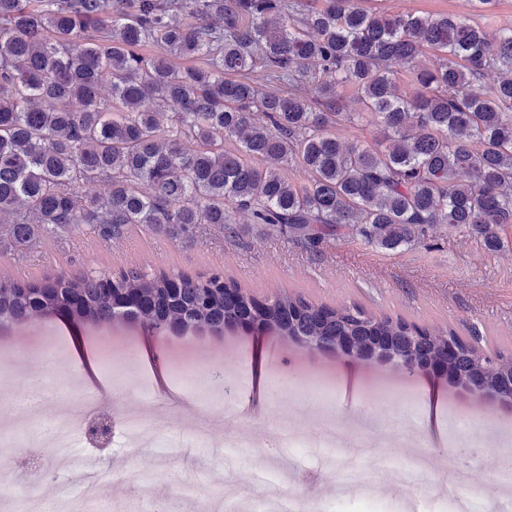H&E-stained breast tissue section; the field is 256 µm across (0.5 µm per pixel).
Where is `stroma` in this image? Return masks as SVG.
Segmentation results:
<instances>
[{"label":"stroma","instance_id":"stroma-1","mask_svg":"<svg viewBox=\"0 0 512 512\" xmlns=\"http://www.w3.org/2000/svg\"><path fill=\"white\" fill-rule=\"evenodd\" d=\"M371 7L389 14L462 15L490 32L512 28V0H497L488 13L477 10L472 0H373ZM501 237L503 249L492 253L465 233L438 224L419 242L394 251L360 237L315 247L259 230L241 214L231 234L204 225L192 235L174 238L132 224L112 243L101 242L86 228L44 237L28 249L0 255V277L43 284L61 273L75 277L126 268L172 274L218 270L259 299L289 292L318 305L354 304L420 326H448L492 357L512 351V224L503 226ZM61 330L67 333L70 359L95 362V369H84L79 383L111 410L116 422L123 410L140 408L138 388L144 381L150 386L155 416L167 430L180 429L189 416L223 402L224 394L212 380H193L185 366L193 348L204 349L218 364L229 346L239 342L244 351L236 360L246 397L236 403V416L224 420V428H249L267 416L276 424L300 427L304 421L296 410L305 405L313 418L333 421L344 433L349 450L345 462L367 466L388 459L408 472L410 442L416 439L436 451L435 481L443 480L449 462L464 469L458 487L462 493L475 482L496 487L494 463L512 453V443L493 437L486 421L490 415L512 420V404L476 402L454 381L427 372L409 385L393 383L400 373L394 361L309 351L292 339L274 333L259 337L248 328L168 331L158 340L139 323L127 321L78 329L68 319L49 314L22 325L0 323V337L20 346L17 362L28 369L40 363ZM161 343L171 353L164 361L152 356ZM286 374L292 383L282 396L278 389ZM373 391L384 400L383 411L364 408ZM326 465L324 449L313 445L283 450L273 458L259 446L242 448L229 459L220 448H198L192 456L174 457L158 447L141 459L117 451L105 457L100 473L104 493L97 500L89 499L80 474H65L61 480L71 491L66 512H86L91 503L97 512H152L172 482H203L219 489L235 484L238 496L227 512H246L259 495L255 477L269 478L287 468L297 480L303 470L312 469L319 479L304 487L302 512H324L333 494Z\"/></svg>","mask_w":512,"mask_h":512}]
</instances>
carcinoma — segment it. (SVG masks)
<instances>
[{"label": "carcinoma", "mask_w": 512, "mask_h": 512, "mask_svg": "<svg viewBox=\"0 0 512 512\" xmlns=\"http://www.w3.org/2000/svg\"><path fill=\"white\" fill-rule=\"evenodd\" d=\"M428 49L443 62L420 65ZM496 71L506 75L484 82ZM345 88L362 111H344ZM366 119L372 141L336 136ZM240 211L314 243L354 234L395 250L446 224L500 251L512 224V28L492 36L463 17L359 0H0V219L11 220L0 253L83 226L105 241L129 224L222 230ZM168 281L131 269L114 286L150 296L141 322L260 317L282 336L384 337L397 354L427 356L456 338L300 295L260 305L219 272L182 275L175 299ZM16 287L0 283V318L54 311ZM57 287L84 296L69 316L112 318L98 277ZM202 288L215 289L204 310ZM455 368L490 391L512 386V355L481 365L465 345Z\"/></svg>", "instance_id": "1"}]
</instances>
